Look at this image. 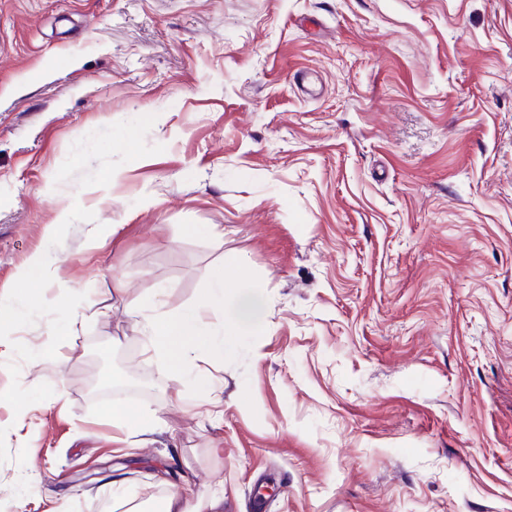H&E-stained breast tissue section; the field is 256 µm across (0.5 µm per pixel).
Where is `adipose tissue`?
I'll list each match as a JSON object with an SVG mask.
<instances>
[{
	"label": "adipose tissue",
	"mask_w": 512,
	"mask_h": 512,
	"mask_svg": "<svg viewBox=\"0 0 512 512\" xmlns=\"http://www.w3.org/2000/svg\"><path fill=\"white\" fill-rule=\"evenodd\" d=\"M232 286L224 274L215 275L198 300L173 317L159 314V303L152 293L133 305L129 314L139 321L149 356L167 365L177 379L195 380L192 366L196 357L204 352L223 356L225 345L244 331V323L237 317L225 321L218 331L206 320L209 312L223 304Z\"/></svg>",
	"instance_id": "ef3b65f1"
}]
</instances>
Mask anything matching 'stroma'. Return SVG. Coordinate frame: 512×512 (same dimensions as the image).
Masks as SVG:
<instances>
[{
	"instance_id": "35a3bbf8",
	"label": "stroma",
	"mask_w": 512,
	"mask_h": 512,
	"mask_svg": "<svg viewBox=\"0 0 512 512\" xmlns=\"http://www.w3.org/2000/svg\"><path fill=\"white\" fill-rule=\"evenodd\" d=\"M37 251L0 512H512V0H0L1 294ZM228 254L211 410L128 309ZM51 276L45 256L41 252L33 253L19 273L21 283L44 281ZM112 416V424L122 430L135 429L139 433H153L156 430L157 418L144 417L130 410L120 401L113 402L108 409Z\"/></svg>"
}]
</instances>
